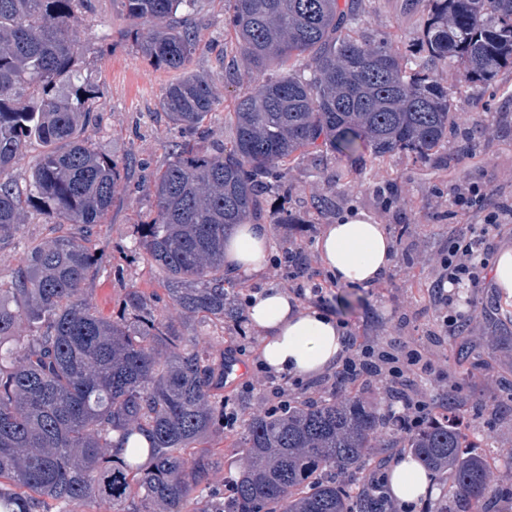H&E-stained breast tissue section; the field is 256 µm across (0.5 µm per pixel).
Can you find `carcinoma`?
Listing matches in <instances>:
<instances>
[{
	"label": "carcinoma",
	"instance_id": "carcinoma-1",
	"mask_svg": "<svg viewBox=\"0 0 512 512\" xmlns=\"http://www.w3.org/2000/svg\"><path fill=\"white\" fill-rule=\"evenodd\" d=\"M228 25L254 87L231 112L234 136L200 152L186 142L155 177L154 211L138 246L167 274L183 315L239 323L224 274V239L260 210L265 179L288 186V163L323 148L352 159L400 152L427 159L448 140V89L426 66H461L489 81L512 64V0H424L414 57L364 26V0H225ZM83 0H0V241L30 210L76 224L23 253L0 287V512H77L103 498L117 512H379L366 487L338 475L382 466L410 448L455 491L438 512H488L486 459L448 421L453 402L406 433L357 394L240 412L243 463L212 484L209 443L224 432V358L211 342L157 313L130 288L123 315L101 318L85 286L98 272L87 246L122 181L91 143L97 90L81 76L73 20ZM197 0H124L142 25L136 46L178 73L161 106L181 131H198L220 106L216 77L194 72L188 17ZM45 150L28 174L14 165L30 139ZM28 334H17L21 323ZM149 438L137 453L114 452Z\"/></svg>",
	"mask_w": 512,
	"mask_h": 512
}]
</instances>
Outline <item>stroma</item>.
Returning a JSON list of instances; mask_svg holds the SVG:
<instances>
[{
	"label": "stroma",
	"mask_w": 512,
	"mask_h": 512,
	"mask_svg": "<svg viewBox=\"0 0 512 512\" xmlns=\"http://www.w3.org/2000/svg\"><path fill=\"white\" fill-rule=\"evenodd\" d=\"M364 7L369 30L393 35L402 49L417 50L422 7L408 0H365ZM226 10L224 0H199L190 19L199 43L193 69L203 74L226 66L236 70L234 79L217 84L221 104L205 124L207 135L198 142L203 149L230 140L228 114L255 82L239 55L224 45ZM75 27L83 43L79 64L98 87L93 143L118 162L124 175L105 223L89 242L101 264L85 298L99 316L113 319L127 288L135 286L152 294L158 313L181 321L167 295L165 274L152 269L144 252L134 247L139 223L154 208L147 184L181 141L160 105L175 74L151 66L138 53L123 0H89L78 11ZM435 77L450 93L454 122L447 145L424 161L407 153L381 162L367 152L351 161L328 154L320 163L313 153L299 156L290 167L287 190L264 194L257 220L269 227L270 256L291 248L300 252L302 275L293 282L266 266L259 278L236 280L235 301L243 303L266 288L292 294L297 287L318 284L329 289L327 308L357 345L431 355L439 366L415 375L416 386L453 397L451 420L462 432L486 438L481 452L493 486L512 489V401L502 396L503 387L512 383V305L489 285L476 293L464 286L452 289L465 331L450 334L435 304L440 261L450 239L460 225L477 221L456 205L457 190L477 182L495 199L512 203V65L478 86L444 66L436 68ZM320 197L329 201L322 210L313 205ZM351 211L385 225L395 241L392 267L371 288L332 285L316 249L324 226ZM285 214L292 223H277V216ZM52 230L44 215L31 212L14 237L0 242V280L9 281L19 256L51 237ZM347 296L359 301L350 312L340 308ZM190 330L211 337L214 350H235L225 395L248 409L274 403L270 388L258 383L261 333L251 323L217 332L208 319L197 316Z\"/></svg>",
	"instance_id": "obj_1"
}]
</instances>
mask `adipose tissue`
<instances>
[{
    "instance_id": "adipose-tissue-1",
    "label": "adipose tissue",
    "mask_w": 512,
    "mask_h": 512,
    "mask_svg": "<svg viewBox=\"0 0 512 512\" xmlns=\"http://www.w3.org/2000/svg\"><path fill=\"white\" fill-rule=\"evenodd\" d=\"M269 243L267 225H241L225 241V270L234 277L260 276ZM317 251L337 282L366 288L378 284L394 262L385 226L362 212L347 213L326 225ZM248 316L263 335L261 357L273 372L316 376L331 369L345 351L339 321L327 311L302 306L283 289L267 288L255 295ZM389 489L398 500L415 502L433 493V479L417 461L403 457L391 468Z\"/></svg>"
}]
</instances>
